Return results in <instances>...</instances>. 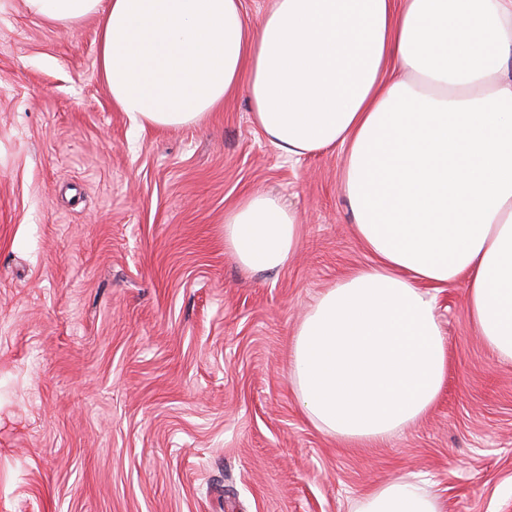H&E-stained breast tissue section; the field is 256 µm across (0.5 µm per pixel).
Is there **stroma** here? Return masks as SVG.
<instances>
[{"label": "stroma", "mask_w": 512, "mask_h": 512, "mask_svg": "<svg viewBox=\"0 0 512 512\" xmlns=\"http://www.w3.org/2000/svg\"><path fill=\"white\" fill-rule=\"evenodd\" d=\"M99 31L0 0V512H354L400 476L445 512H512V363L464 282L429 291L448 339L433 410L377 446L320 432L288 366L318 295L371 261L343 151L288 157L243 92L199 124L135 128ZM254 191L302 222L278 271L224 247Z\"/></svg>", "instance_id": "35a3bbf8"}]
</instances>
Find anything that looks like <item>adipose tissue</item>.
<instances>
[{"mask_svg": "<svg viewBox=\"0 0 512 512\" xmlns=\"http://www.w3.org/2000/svg\"><path fill=\"white\" fill-rule=\"evenodd\" d=\"M62 30L102 18L98 65L139 126L193 125L245 91L255 122L300 158L343 149L355 234L372 258L326 289L293 339L303 410L349 444L423 417L448 378L426 286L467 284L472 323L512 363V0H26ZM296 212L253 192L224 214L248 271L285 268ZM356 512H444L397 479Z\"/></svg>", "mask_w": 512, "mask_h": 512, "instance_id": "ef3b65f1", "label": "adipose tissue"}]
</instances>
